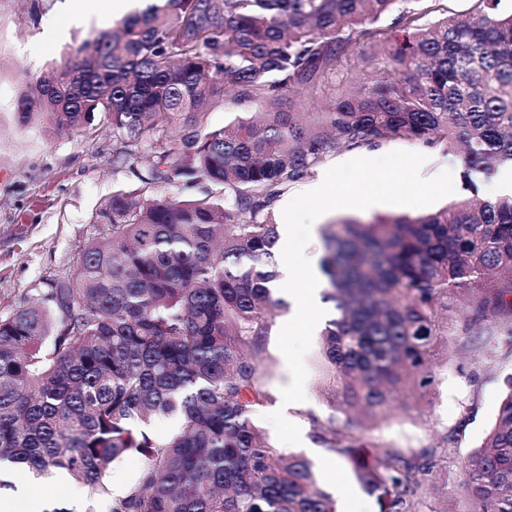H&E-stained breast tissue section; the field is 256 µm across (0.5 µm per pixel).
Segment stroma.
I'll return each mask as SVG.
<instances>
[{"instance_id": "1", "label": "stroma", "mask_w": 512, "mask_h": 512, "mask_svg": "<svg viewBox=\"0 0 512 512\" xmlns=\"http://www.w3.org/2000/svg\"><path fill=\"white\" fill-rule=\"evenodd\" d=\"M53 12L31 22L24 0H0V316L9 315L28 301L43 298L50 278L72 270L80 250L99 235L95 218L114 191L140 187V174L151 167L152 158L138 162L136 169L116 168L112 157L119 143L111 128L96 123L93 130L50 135L37 129L24 130L14 122V103L29 79L63 62L74 49L94 42L111 31L113 21H98L71 27L61 41L45 39L44 30ZM451 170L455 198L479 193L494 197V179L475 176L466 182L460 158L446 152L430 154L421 174L432 178ZM288 310L277 311L271 320L260 355L263 380L270 398L253 420L270 444L283 452L297 451L316 466L335 462V453L312 437L313 419L334 416L335 408L320 387L324 377L321 339L313 337L305 358L308 375L305 399L283 405L281 389L291 374L277 339L288 320ZM494 344L481 338L476 349H451L435 366V384L421 407L397 412L376 424L371 434L396 447L411 450H441L437 472L439 488L448 492L449 507H456L461 465L478 448L492 427L512 376V363L492 361ZM283 410L301 429V442L279 443L267 414ZM453 436L445 444V436ZM343 512H379L374 498L354 481L350 470L336 467L332 486Z\"/></svg>"}]
</instances>
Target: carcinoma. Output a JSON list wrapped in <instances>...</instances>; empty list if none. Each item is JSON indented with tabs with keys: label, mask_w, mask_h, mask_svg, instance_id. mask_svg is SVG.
Instances as JSON below:
<instances>
[{
	"label": "carcinoma",
	"mask_w": 512,
	"mask_h": 512,
	"mask_svg": "<svg viewBox=\"0 0 512 512\" xmlns=\"http://www.w3.org/2000/svg\"><path fill=\"white\" fill-rule=\"evenodd\" d=\"M423 0H162L81 46L18 98V124L112 127V164L159 139L143 185L196 178L224 189L171 203L118 190L72 273L0 317V490L17 471L83 485L101 512H338L313 463L271 446L252 420L268 399L256 358L274 310L275 201L333 155L400 139L459 154L464 178L512 166V4L466 20ZM395 15L400 35L381 26ZM357 33L374 52L357 86L321 112L278 106L339 66ZM267 104L212 129L226 93ZM334 315L321 330L327 390L347 419H312L380 512L432 507L440 457L368 434L404 393L417 406L449 344L501 340L512 359V193H474L423 216L322 230ZM463 466L461 512H512V378ZM160 418L177 420L161 438ZM130 452L125 493L103 481Z\"/></svg>",
	"instance_id": "carcinoma-1"
}]
</instances>
